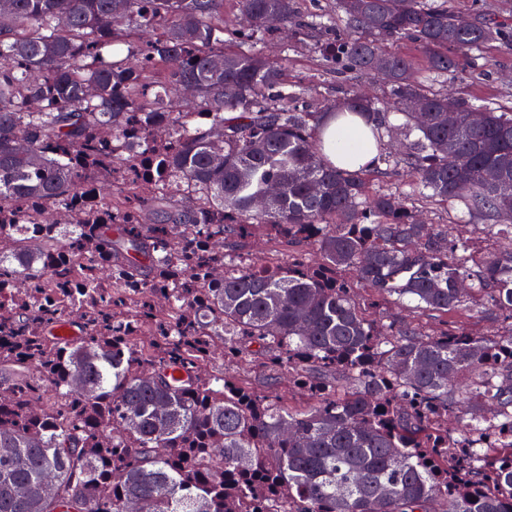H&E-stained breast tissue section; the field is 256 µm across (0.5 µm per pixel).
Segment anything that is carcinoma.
<instances>
[{"instance_id":"1","label":"carcinoma","mask_w":512,"mask_h":512,"mask_svg":"<svg viewBox=\"0 0 512 512\" xmlns=\"http://www.w3.org/2000/svg\"><path fill=\"white\" fill-rule=\"evenodd\" d=\"M236 3L240 40L295 21V0ZM337 4L347 33L303 27L341 74L384 67L413 134L386 170L336 166L323 137L386 113L290 106L284 62L224 50V0H0V512H512V112L380 48L409 38L446 73L512 37L425 0ZM186 85L207 119L179 111ZM133 132L168 145L155 167L113 154ZM392 172L486 223H424L372 188ZM261 229L288 258L249 259ZM406 298L432 320L382 308Z\"/></svg>"}]
</instances>
